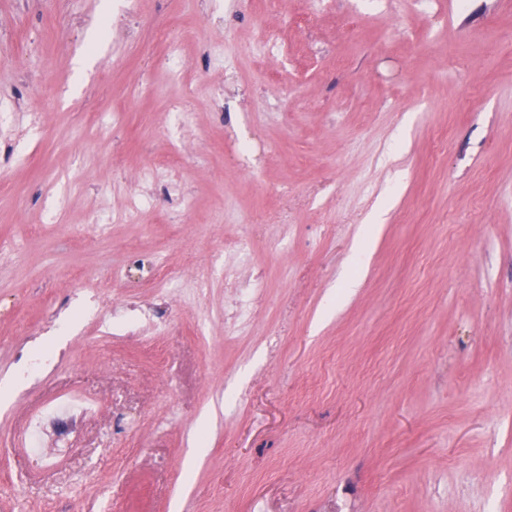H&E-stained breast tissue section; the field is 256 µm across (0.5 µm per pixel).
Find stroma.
<instances>
[{"label":"stroma","mask_w":512,"mask_h":512,"mask_svg":"<svg viewBox=\"0 0 512 512\" xmlns=\"http://www.w3.org/2000/svg\"><path fill=\"white\" fill-rule=\"evenodd\" d=\"M492 33L512 0H0V512H512ZM65 418L56 412H49L43 415L31 428L29 457L33 460L41 458L40 448L37 447L38 432L43 428L45 423L52 425L57 431L65 434L64 427Z\"/></svg>","instance_id":"1"}]
</instances>
